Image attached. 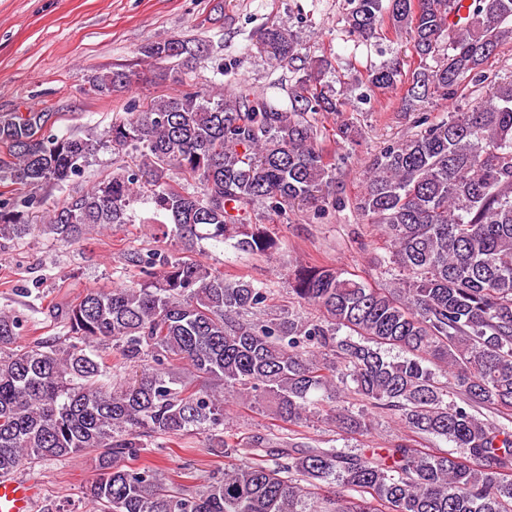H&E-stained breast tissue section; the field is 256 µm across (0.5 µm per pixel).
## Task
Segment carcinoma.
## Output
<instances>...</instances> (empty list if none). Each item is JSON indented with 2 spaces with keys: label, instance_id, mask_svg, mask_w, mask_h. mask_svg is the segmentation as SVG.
Wrapping results in <instances>:
<instances>
[{
  "label": "carcinoma",
  "instance_id": "obj_1",
  "mask_svg": "<svg viewBox=\"0 0 512 512\" xmlns=\"http://www.w3.org/2000/svg\"><path fill=\"white\" fill-rule=\"evenodd\" d=\"M348 3V32L372 38L388 24L410 37L416 69L395 59L367 75L371 93L406 86L398 111L418 112L431 95L453 101L467 81L485 85L466 110L435 123L416 117L421 130L383 147L363 172L354 209L385 239L379 266L398 287L302 265L289 294L320 316L266 319L260 284L160 244L129 249L123 265L139 279L67 306V344L19 347L21 320L0 311V477L84 452L96 471L84 491L89 512H512V75L487 69L512 33V0H470L463 15L457 0ZM255 45L293 75L288 108L251 93L215 101L181 92L85 138L53 132L52 112L0 114V239L37 232L77 243L130 223L147 191L184 244L231 240L271 255L279 243L252 223V206L281 214L302 202L319 216L343 207L315 123L346 106L322 81L331 61H308L283 26L257 32ZM141 54L172 61L157 78L180 85L202 43L172 37ZM130 81L112 71L92 89L110 95ZM105 146L133 165L32 223L38 201L21 190L63 187ZM105 344L132 371L117 387ZM173 362L188 376H173ZM230 397L285 423L322 413L363 435L373 421L339 405L352 399L398 417L407 433L368 455L297 433L254 435L244 445L253 461L225 467L198 492L172 489L153 466L120 464L140 458L145 437L199 430L209 450L236 455L224 436ZM418 437L453 449L425 452Z\"/></svg>",
  "mask_w": 512,
  "mask_h": 512
}]
</instances>
